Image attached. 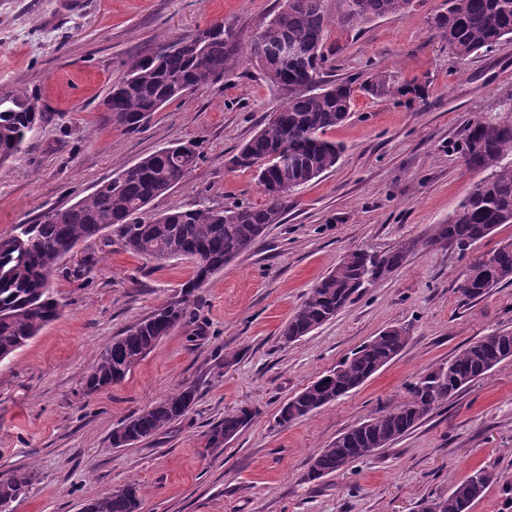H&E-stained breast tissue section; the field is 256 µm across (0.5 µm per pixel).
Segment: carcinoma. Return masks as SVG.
<instances>
[{
  "mask_svg": "<svg viewBox=\"0 0 512 512\" xmlns=\"http://www.w3.org/2000/svg\"><path fill=\"white\" fill-rule=\"evenodd\" d=\"M411 0H336L339 19L353 24L372 17L399 18ZM445 12L432 27L460 61L490 52L512 40V0H445ZM329 15L324 0H283L280 10L259 32L251 55L267 77L288 90V102L267 120L230 159L231 168L253 169L265 196L260 206L229 208L201 206L169 210L143 217L155 198L183 183L197 166L193 144H175L155 151L98 183L86 197L54 209L26 225L18 236H0V362L10 359L28 341L56 320L63 302L51 289L62 260L78 243L106 230L125 251L162 264L185 260L192 275L183 284L184 296L201 287L224 266L250 251L272 224H280L288 199L302 185L336 168L342 148L327 138L328 131L351 112L356 90L373 97L425 99L427 89L416 81L399 83L386 71L355 81L327 82L325 35ZM297 46L283 58L285 43ZM239 47L231 29L198 42L175 39L158 52L129 59L112 82L105 102L112 116L105 121L124 133H136L151 115L199 88L224 79L237 62ZM40 98L26 88L0 95V165L23 153L28 136L44 121ZM465 164L487 172L463 199L446 224L435 225L426 240H410L386 251L355 250L311 288L280 331L285 343L296 342L335 318L354 296L387 279L420 246H454L462 251L487 237L501 224H512V108L503 115L475 117L461 147ZM512 284V242L474 258L460 291L477 300L493 289ZM189 314L187 301L156 308L105 345L84 378L85 392L94 394L121 382L141 360L179 326ZM409 332L392 327L364 342L315 384L288 399L278 423L285 426L336 402L363 385L394 360ZM512 358V331L500 330L467 344L448 361L431 367L409 385L402 405L371 416L343 432L322 449L308 469L310 480L346 470L357 460L375 454L413 431L432 411ZM197 399L194 385H183L126 418L112 432V447L136 446L182 419ZM256 413L242 409L213 424L205 434L206 449L224 447V438L237 435ZM36 480L32 468L0 477V512L24 497ZM499 473L474 469L453 482L448 495L425 500L421 512H470ZM83 512H141L139 487L134 481L113 489Z\"/></svg>",
  "mask_w": 512,
  "mask_h": 512,
  "instance_id": "obj_1",
  "label": "carcinoma"
}]
</instances>
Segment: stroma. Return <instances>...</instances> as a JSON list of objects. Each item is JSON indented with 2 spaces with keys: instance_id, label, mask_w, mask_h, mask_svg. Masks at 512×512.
I'll list each match as a JSON object with an SVG mask.
<instances>
[{
  "instance_id": "obj_1",
  "label": "stroma",
  "mask_w": 512,
  "mask_h": 512,
  "mask_svg": "<svg viewBox=\"0 0 512 512\" xmlns=\"http://www.w3.org/2000/svg\"><path fill=\"white\" fill-rule=\"evenodd\" d=\"M281 0H0V95L37 91L48 115L17 160L0 166V235L51 208L69 206L150 153L196 143L186 183L154 199L148 214L259 205L251 171L228 160L288 94L269 82L250 47ZM331 20L329 79L388 71L426 83L425 100L356 93L348 120L329 131L345 151L336 168L299 189L282 223L195 291L188 322L164 337L118 384L85 394L82 380L114 336L179 299L187 261L157 264L102 236L79 244L54 273L65 307L0 362V475L34 468L14 512H82L128 481L142 512H420L428 496L485 467L501 474L471 512H512V359L434 410L411 433L344 473L311 481L310 462L338 435L403 404L408 386L471 341L512 331V285L471 301L459 290L476 255L512 241L498 226L470 249L427 246L333 320L293 344L281 327L306 293L349 251H385L427 238L479 182L460 151L466 128L512 95V41L457 63L430 25L444 0H412L401 18ZM229 26L241 47L223 81L153 113L135 134L104 124L103 99L131 56L198 29ZM92 266H85L86 256ZM389 326L401 353L364 385L316 414L281 426L282 404ZM237 352L226 362L227 352ZM184 384L190 412L134 447L113 429ZM256 410L223 448L203 434L224 415Z\"/></svg>"
}]
</instances>
